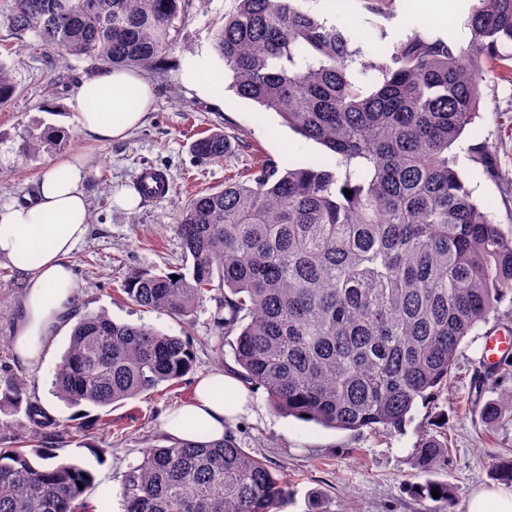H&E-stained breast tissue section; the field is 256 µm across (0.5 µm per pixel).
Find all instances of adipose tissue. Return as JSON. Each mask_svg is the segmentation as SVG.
Here are the masks:
<instances>
[{"instance_id":"1","label":"adipose tissue","mask_w":512,"mask_h":512,"mask_svg":"<svg viewBox=\"0 0 512 512\" xmlns=\"http://www.w3.org/2000/svg\"><path fill=\"white\" fill-rule=\"evenodd\" d=\"M154 103V88L143 71L108 67L84 80L66 105L86 137L109 144L126 139ZM93 166L88 154L52 161L38 174L32 196L0 207V262L23 281L11 344L15 356L31 367L47 356L54 336L75 321L79 287L72 256L89 230L86 184ZM217 387L218 397L212 394ZM248 404L238 378L218 372L199 381L193 403L165 415L163 428L178 440L194 439L200 427L220 439L227 421L246 413Z\"/></svg>"}]
</instances>
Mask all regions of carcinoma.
I'll return each mask as SVG.
<instances>
[{
	"label": "carcinoma",
	"instance_id": "carcinoma-1",
	"mask_svg": "<svg viewBox=\"0 0 512 512\" xmlns=\"http://www.w3.org/2000/svg\"><path fill=\"white\" fill-rule=\"evenodd\" d=\"M184 0H10L9 24L34 49L151 69L172 50ZM467 46L418 31L360 63L349 33L299 0H238L215 48L240 98L275 112L325 148L307 166L266 160L247 180L194 195L176 232L185 272L132 271L123 300L187 320L217 302L236 334L240 377L281 413L328 428L395 429L417 400L448 386L465 337L512 295V230L472 196L452 147L479 112L486 62L512 46V0H478ZM17 92L0 61V108ZM20 156L55 149L66 133L21 136ZM224 132L197 138L195 157H224ZM471 161L495 174L491 147ZM352 191L346 195L345 190ZM190 342L98 310L73 327L53 392L106 407L175 384L193 369ZM446 446L426 438L429 473ZM93 480L75 463L35 465L0 448V512H98L81 499ZM448 505L428 480L422 494ZM125 512H280L290 487L232 435L146 442L123 472Z\"/></svg>",
	"mask_w": 512,
	"mask_h": 512
}]
</instances>
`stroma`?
Returning <instances> with one entry per match:
<instances>
[{
    "instance_id": "1",
    "label": "stroma",
    "mask_w": 512,
    "mask_h": 512,
    "mask_svg": "<svg viewBox=\"0 0 512 512\" xmlns=\"http://www.w3.org/2000/svg\"><path fill=\"white\" fill-rule=\"evenodd\" d=\"M425 2L303 0L302 7L353 34L366 60L391 52L416 30L466 44L465 22L474 0H458L459 13L447 24L426 14ZM236 9V0H192L173 50L148 73L157 98L144 125L125 140L99 144L79 133L65 104L81 80L98 71L97 62L52 53L36 56L29 47L31 35L13 33L8 0H0V60L11 68L17 84L15 98L0 110V206L30 194L36 176L50 161L76 151L94 155L98 168L87 184L91 232L72 256L81 293L78 314L103 308L114 321L154 327L190 340L194 348V369L181 385L164 384L155 393L114 407L69 406L51 394V380L69 338L55 337L50 358L37 367L15 358L11 336L22 282L12 267L0 263V392L12 387L27 399H50L49 421L36 429L30 428L24 407L0 405V447H14L32 436L38 453L79 464L94 477L83 499L102 506L103 512H123L117 494L123 472L140 460L146 439L164 438L163 414L188 403L197 378L217 369L239 370L217 325L215 302H204L185 323L124 303L123 278L133 270L183 269L185 257L175 224L177 202L188 193L222 189L225 180L250 169L260 157L303 166L323 154L319 144L282 124L275 112L233 91L232 76L215 49L214 33ZM189 57L203 59L208 69L220 74L221 85L205 91L186 81L182 64ZM481 103L484 113L455 150L476 201L490 219L507 227L512 225V81L483 84ZM46 124L65 130L68 141L59 149L20 158V132ZM216 130L228 141L223 160L197 163L192 142ZM484 142L496 150L499 177L494 181L469 157L470 147ZM149 167L166 175L167 193L143 198L133 210L117 206L114 196L137 189L141 169ZM483 343L480 334L464 339L450 388L417 401L401 428L327 429L281 415L263 390L253 388L251 415L231 425L229 432L240 447L286 475L293 496L282 512H312L316 507L321 512H436L437 502L418 492L429 479L454 489L447 512H467L475 490L501 482L487 449H499L501 462L512 460V410L504 409L493 421L482 412L485 403L500 400L503 390L512 389V370L495 368V385L475 386L474 375L484 367ZM424 435L449 448L429 476L421 473L415 455Z\"/></svg>"
}]
</instances>
